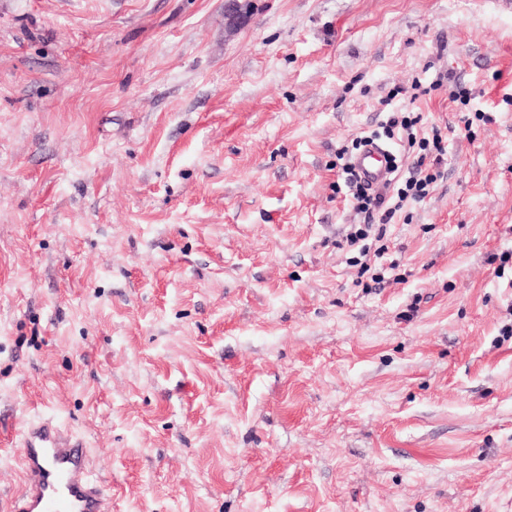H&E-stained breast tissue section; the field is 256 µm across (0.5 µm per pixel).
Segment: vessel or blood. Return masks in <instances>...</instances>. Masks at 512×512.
I'll return each mask as SVG.
<instances>
[{
    "instance_id": "b4317fda",
    "label": "vessel or blood",
    "mask_w": 512,
    "mask_h": 512,
    "mask_svg": "<svg viewBox=\"0 0 512 512\" xmlns=\"http://www.w3.org/2000/svg\"><path fill=\"white\" fill-rule=\"evenodd\" d=\"M354 165L370 183L386 178L381 148L366 147ZM18 457L23 486L16 512H112V490L92 476L85 443L54 419H40L22 430Z\"/></svg>"
}]
</instances>
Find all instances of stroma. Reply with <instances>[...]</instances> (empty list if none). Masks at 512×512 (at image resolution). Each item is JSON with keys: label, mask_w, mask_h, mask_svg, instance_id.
<instances>
[{"label": "stroma", "mask_w": 512, "mask_h": 512, "mask_svg": "<svg viewBox=\"0 0 512 512\" xmlns=\"http://www.w3.org/2000/svg\"><path fill=\"white\" fill-rule=\"evenodd\" d=\"M240 2L0 0V512L49 416L112 512H512V8ZM407 105L374 288L336 154ZM388 114L390 115L383 127L386 133L390 139L397 137L403 143L407 154H413L418 149L417 161L409 171V176L405 178L403 187L397 189V201L391 202L386 191H376L361 181L351 164L354 157L352 152L343 149L337 153V160L342 161L339 165L340 176L350 192L351 208L357 223L350 225V232L346 236L349 247L358 246L370 237L376 242L383 240L387 231L386 224H390L397 211L403 208V202L408 198L415 201L424 200L429 195L432 185L441 176L443 148L439 129L432 127L431 138L430 134L428 137L424 134L423 137L417 136L415 127L418 124V117H411L409 112L403 110ZM427 158L429 162L425 164Z\"/></svg>", "instance_id": "stroma-1"}]
</instances>
